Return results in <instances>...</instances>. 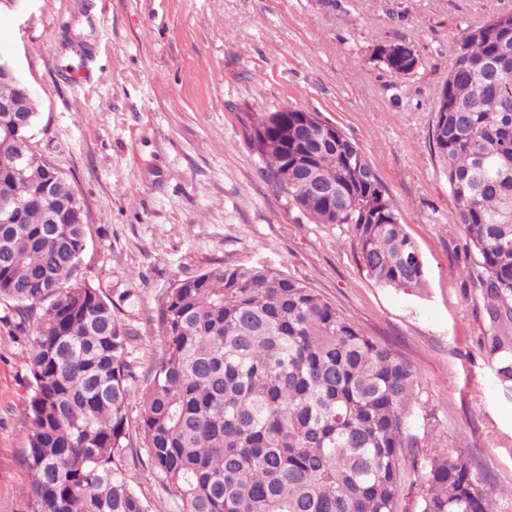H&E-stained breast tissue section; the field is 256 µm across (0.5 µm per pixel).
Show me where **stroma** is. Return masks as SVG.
I'll list each match as a JSON object with an SVG mask.
<instances>
[{
	"label": "stroma",
	"instance_id": "35a3bbf8",
	"mask_svg": "<svg viewBox=\"0 0 512 512\" xmlns=\"http://www.w3.org/2000/svg\"><path fill=\"white\" fill-rule=\"evenodd\" d=\"M512 0H0V50L39 105L35 149L88 213L77 281L137 332L123 469L149 512H180L140 437V389L164 353L157 300L177 280L260 263L302 280L419 370L425 430L512 488V392L478 345L457 205L430 149L448 43ZM408 44L399 78L376 57ZM317 113L365 152L425 259L422 295L376 286L345 226L314 224L260 172L251 112ZM0 300V512H29L21 437L29 339Z\"/></svg>",
	"mask_w": 512,
	"mask_h": 512
}]
</instances>
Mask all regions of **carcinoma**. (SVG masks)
Instances as JSON below:
<instances>
[{"instance_id":"carcinoma-1","label":"carcinoma","mask_w":512,"mask_h":512,"mask_svg":"<svg viewBox=\"0 0 512 512\" xmlns=\"http://www.w3.org/2000/svg\"><path fill=\"white\" fill-rule=\"evenodd\" d=\"M435 91L432 146L480 269V347L512 391V11L452 40ZM393 74L420 60L377 52ZM31 93L0 82V100ZM245 135L262 173L314 224L347 228L363 273L420 293L423 255L361 148L312 112H252ZM53 166L0 187V300L31 336L24 463L31 512H148L128 483L133 333L99 290L71 283L86 246L80 196ZM20 209L18 224L5 211ZM165 353L141 394L155 477L182 512H396L405 448H421L416 512H498L502 492L415 429L417 367L365 335L302 281L226 263L158 298Z\"/></svg>"}]
</instances>
